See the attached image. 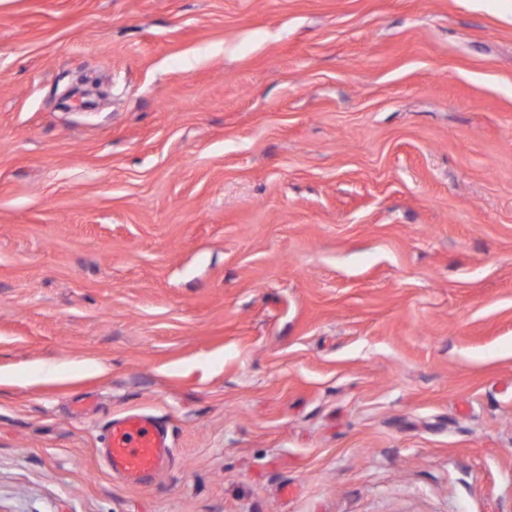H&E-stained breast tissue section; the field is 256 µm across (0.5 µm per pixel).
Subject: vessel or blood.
I'll list each match as a JSON object with an SVG mask.
<instances>
[{
  "mask_svg": "<svg viewBox=\"0 0 512 512\" xmlns=\"http://www.w3.org/2000/svg\"><path fill=\"white\" fill-rule=\"evenodd\" d=\"M105 452L112 471L128 481H138L162 470L171 458L160 423L141 413L112 420L107 429Z\"/></svg>",
  "mask_w": 512,
  "mask_h": 512,
  "instance_id": "b4317fda",
  "label": "vessel or blood"
}]
</instances>
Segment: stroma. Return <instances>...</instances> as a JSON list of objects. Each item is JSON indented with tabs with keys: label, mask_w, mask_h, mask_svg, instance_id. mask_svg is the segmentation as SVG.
<instances>
[{
	"label": "stroma",
	"mask_w": 512,
	"mask_h": 512,
	"mask_svg": "<svg viewBox=\"0 0 512 512\" xmlns=\"http://www.w3.org/2000/svg\"><path fill=\"white\" fill-rule=\"evenodd\" d=\"M0 374V512H512V0H0ZM105 452L112 471L128 481H139L162 470L171 458V448L160 423L141 413L112 420L107 429Z\"/></svg>",
	"instance_id": "1"
}]
</instances>
